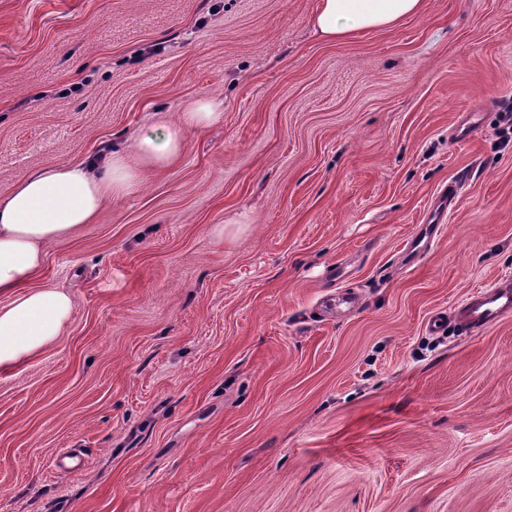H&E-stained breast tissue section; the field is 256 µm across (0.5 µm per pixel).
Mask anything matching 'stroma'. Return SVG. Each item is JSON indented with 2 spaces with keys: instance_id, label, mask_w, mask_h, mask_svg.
<instances>
[{
  "instance_id": "stroma-1",
  "label": "stroma",
  "mask_w": 512,
  "mask_h": 512,
  "mask_svg": "<svg viewBox=\"0 0 512 512\" xmlns=\"http://www.w3.org/2000/svg\"><path fill=\"white\" fill-rule=\"evenodd\" d=\"M317 4L0 0V195L224 101L49 247L74 309L0 371V512H512V317L452 318L512 277V0L336 43ZM457 194L455 184H448L437 197V204L430 209L429 224H420L415 235L405 244L404 255L408 258L409 265H413L420 256L424 244H430L436 239L445 222L448 209L453 205Z\"/></svg>"
}]
</instances>
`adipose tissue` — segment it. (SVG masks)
Listing matches in <instances>:
<instances>
[{
	"mask_svg": "<svg viewBox=\"0 0 512 512\" xmlns=\"http://www.w3.org/2000/svg\"><path fill=\"white\" fill-rule=\"evenodd\" d=\"M424 6L425 0H319L312 21L323 39L336 41L393 28ZM221 106L217 98L203 99L184 112L180 124L160 123L158 133L86 163L34 172L0 195V369L42 351L72 316L66 292L36 283L48 248L94 223L106 202L137 187L145 170L176 160L189 130L222 120Z\"/></svg>",
	"mask_w": 512,
	"mask_h": 512,
	"instance_id": "ef3b65f1",
	"label": "adipose tissue"
}]
</instances>
